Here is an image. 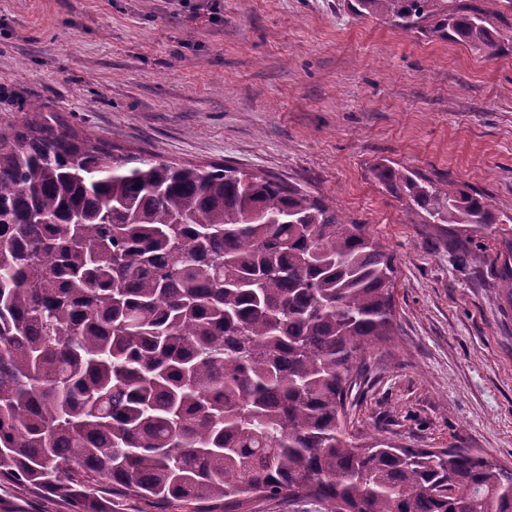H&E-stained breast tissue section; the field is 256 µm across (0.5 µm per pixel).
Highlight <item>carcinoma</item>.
Here are the masks:
<instances>
[{
    "label": "carcinoma",
    "instance_id": "1",
    "mask_svg": "<svg viewBox=\"0 0 512 512\" xmlns=\"http://www.w3.org/2000/svg\"><path fill=\"white\" fill-rule=\"evenodd\" d=\"M500 0H348L495 55ZM0 125V478L108 512L288 500L321 512H512V468L346 421L365 348L396 335L368 225L277 176L114 152L35 103ZM467 240L491 197L378 162ZM106 497L112 498V511L114 512H160L161 509L152 501L144 499H113L108 487L104 491Z\"/></svg>",
    "mask_w": 512,
    "mask_h": 512
}]
</instances>
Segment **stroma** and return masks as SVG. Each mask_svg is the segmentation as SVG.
<instances>
[{
    "instance_id": "35a3bbf8",
    "label": "stroma",
    "mask_w": 512,
    "mask_h": 512,
    "mask_svg": "<svg viewBox=\"0 0 512 512\" xmlns=\"http://www.w3.org/2000/svg\"><path fill=\"white\" fill-rule=\"evenodd\" d=\"M493 57L353 15L343 0H0V118L42 102L125 151L227 163L308 188L397 265L394 337L365 354L348 422L512 467V0ZM389 160L489 194V225L425 223L371 174ZM0 512H82L0 481Z\"/></svg>"
}]
</instances>
